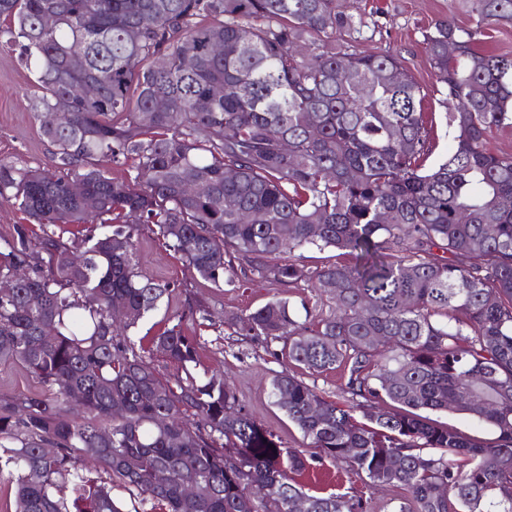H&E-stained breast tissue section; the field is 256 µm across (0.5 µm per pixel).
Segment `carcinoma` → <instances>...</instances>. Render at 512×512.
<instances>
[{"instance_id": "obj_1", "label": "carcinoma", "mask_w": 512, "mask_h": 512, "mask_svg": "<svg viewBox=\"0 0 512 512\" xmlns=\"http://www.w3.org/2000/svg\"><path fill=\"white\" fill-rule=\"evenodd\" d=\"M459 3L475 27L449 18L423 34L454 142L427 168L421 86L396 56L353 49L367 23L343 0H0V47L35 73L33 109L57 159L0 160V199L28 220L0 247V279L26 272L0 293V362L41 386L0 396L5 512H291L301 497L308 512H367L360 497L288 481L324 456L402 491L395 512H512V154L486 141L512 127V56L477 48L484 26L512 23V0ZM77 46L81 70L68 63ZM82 84L92 96L74 93ZM216 85L229 91L215 98ZM61 102L66 120L44 122ZM105 158L137 161L136 174L109 176ZM68 224L84 234L54 231ZM150 224L206 282L253 274L334 302L302 322L286 297L231 318L309 375L347 372L350 406L288 369L271 380L315 453L281 446L224 379L197 380L184 314L153 338L174 366L165 381L127 334L174 292L137 271ZM312 248L337 261L309 269ZM448 410L493 438L430 417ZM85 458L103 474L89 476Z\"/></svg>"}]
</instances>
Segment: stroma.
I'll return each mask as SVG.
<instances>
[{
	"label": "stroma",
	"mask_w": 512,
	"mask_h": 512,
	"mask_svg": "<svg viewBox=\"0 0 512 512\" xmlns=\"http://www.w3.org/2000/svg\"><path fill=\"white\" fill-rule=\"evenodd\" d=\"M354 4L368 22L357 49L395 55L419 83L425 93L423 107L435 115L432 157L440 159L447 154L451 142L441 105L443 86L430 65L422 32L441 19L451 17L466 27L471 25V18L458 0H354ZM35 90L34 73L19 63L14 52L0 48V158L19 167L42 168L51 165L53 159V148L43 138L31 108ZM135 261L143 275L168 282L175 290L169 305L148 314L133 331L160 375L168 376L173 367L155 351L153 337L164 330L171 312L182 303L192 301L207 306L209 320L198 318L186 323L188 333L199 338L202 369L222 374L245 411L258 425L277 433L284 446L302 447L300 431L270 397L271 379L282 371V363L271 356L263 338L237 334L226 318L251 312L285 295L302 319L327 309V297L314 288H294L286 293L255 275L221 286L205 282L191 274L180 255L167 250L147 229L140 235ZM296 481L313 493L363 497L371 512H394L400 502L399 492L369 485L343 460L322 459L297 475Z\"/></svg>",
	"instance_id": "35a3bbf8"
}]
</instances>
